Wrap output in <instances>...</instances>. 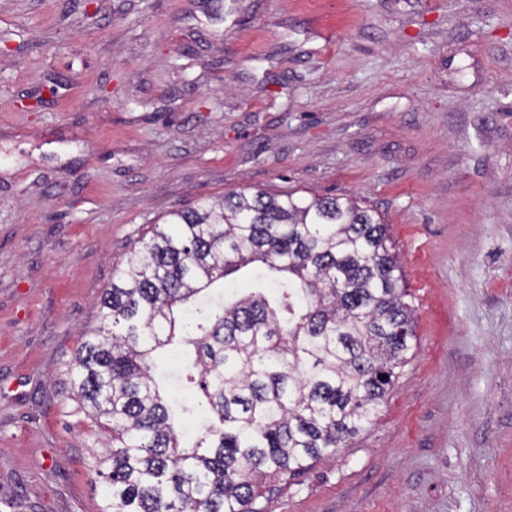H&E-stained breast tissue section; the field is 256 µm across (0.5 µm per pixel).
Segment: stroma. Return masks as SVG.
I'll return each instance as SVG.
<instances>
[{
	"mask_svg": "<svg viewBox=\"0 0 512 512\" xmlns=\"http://www.w3.org/2000/svg\"><path fill=\"white\" fill-rule=\"evenodd\" d=\"M0 0V512H98L81 333L169 211L387 220L416 349L271 512H512V0Z\"/></svg>",
	"mask_w": 512,
	"mask_h": 512,
	"instance_id": "obj_1",
	"label": "stroma"
}]
</instances>
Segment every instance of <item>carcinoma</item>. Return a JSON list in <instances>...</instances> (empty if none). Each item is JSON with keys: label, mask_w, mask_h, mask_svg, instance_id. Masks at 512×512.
I'll return each instance as SVG.
<instances>
[{"label": "carcinoma", "mask_w": 512, "mask_h": 512, "mask_svg": "<svg viewBox=\"0 0 512 512\" xmlns=\"http://www.w3.org/2000/svg\"><path fill=\"white\" fill-rule=\"evenodd\" d=\"M388 224L339 196L231 191L174 210L129 251L70 385L105 421L100 512H268L378 417L415 348ZM193 355L170 403L157 352Z\"/></svg>", "instance_id": "obj_1"}]
</instances>
